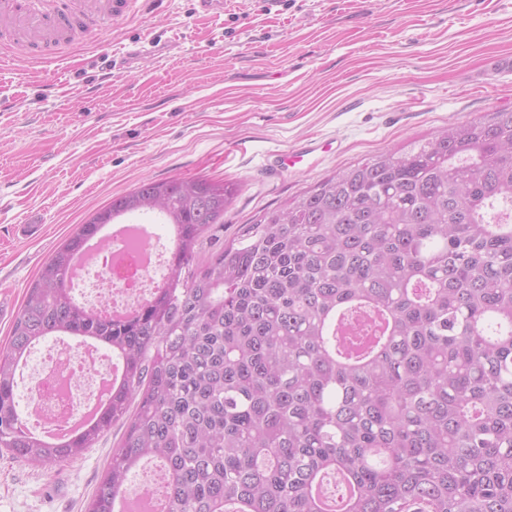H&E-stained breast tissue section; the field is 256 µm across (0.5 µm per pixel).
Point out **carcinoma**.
I'll use <instances>...</instances> for the list:
<instances>
[{"instance_id": "1", "label": "carcinoma", "mask_w": 512, "mask_h": 512, "mask_svg": "<svg viewBox=\"0 0 512 512\" xmlns=\"http://www.w3.org/2000/svg\"><path fill=\"white\" fill-rule=\"evenodd\" d=\"M238 185L144 181L78 226L0 349V450L43 468L112 426L87 512L165 473L166 512H512V110L452 124L262 212L197 261ZM173 231L162 287L127 319L78 303L69 270L126 214ZM57 333L121 364L77 435L29 431L16 371ZM141 475L139 479V471L132 474L130 481L127 486V490L130 491L132 486L138 480V485L135 490L137 495H155L163 483V472L157 467H145L141 469Z\"/></svg>"}]
</instances>
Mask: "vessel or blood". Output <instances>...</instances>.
Returning a JSON list of instances; mask_svg holds the SVG:
<instances>
[{"label": "vessel or blood", "instance_id": "b4317fda", "mask_svg": "<svg viewBox=\"0 0 512 512\" xmlns=\"http://www.w3.org/2000/svg\"><path fill=\"white\" fill-rule=\"evenodd\" d=\"M147 0H0V32L21 35L44 54L67 49L68 37L138 11Z\"/></svg>", "mask_w": 512, "mask_h": 512}]
</instances>
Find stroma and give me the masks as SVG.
<instances>
[{
	"label": "stroma",
	"instance_id": "35a3bbf8",
	"mask_svg": "<svg viewBox=\"0 0 512 512\" xmlns=\"http://www.w3.org/2000/svg\"><path fill=\"white\" fill-rule=\"evenodd\" d=\"M148 41L159 55L129 58ZM27 51L0 61V293L16 309L78 225L142 181L237 182L227 242L327 175L512 110V0H160L61 60ZM292 149L309 167L280 169ZM17 224L43 234L17 240ZM121 436L49 471L0 452V512H85Z\"/></svg>",
	"mask_w": 512,
	"mask_h": 512
}]
</instances>
